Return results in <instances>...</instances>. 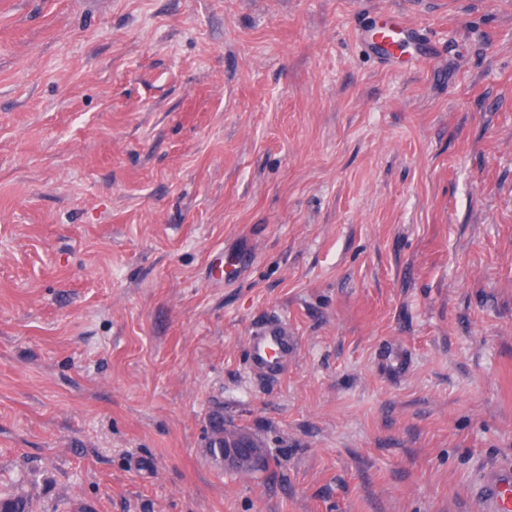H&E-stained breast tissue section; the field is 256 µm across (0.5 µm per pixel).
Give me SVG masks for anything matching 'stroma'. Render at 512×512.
<instances>
[{"label":"stroma","mask_w":512,"mask_h":512,"mask_svg":"<svg viewBox=\"0 0 512 512\" xmlns=\"http://www.w3.org/2000/svg\"><path fill=\"white\" fill-rule=\"evenodd\" d=\"M88 2L0 0V496L475 512L512 460V0ZM389 14L429 63L379 62ZM291 348L288 325L278 320L266 322L257 327L250 336V367L266 375H278L282 371L283 359L288 356ZM218 437L210 429L207 435V445ZM224 447L208 448L211 454L224 466V470L238 476L243 475L262 465L264 461L263 447L251 433L236 427H224Z\"/></svg>","instance_id":"35a3bbf8"}]
</instances>
